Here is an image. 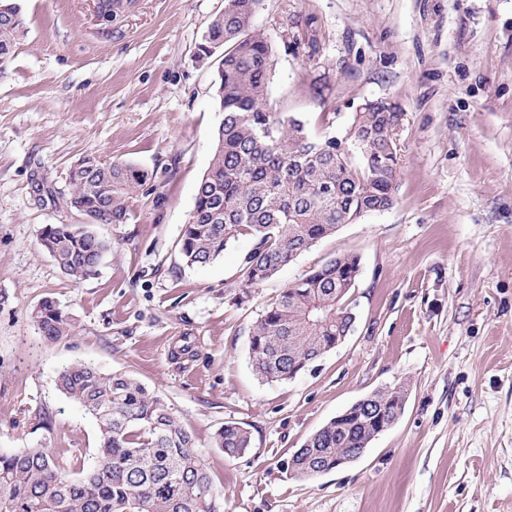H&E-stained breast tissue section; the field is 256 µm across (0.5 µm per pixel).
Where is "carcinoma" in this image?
<instances>
[{
	"mask_svg": "<svg viewBox=\"0 0 512 512\" xmlns=\"http://www.w3.org/2000/svg\"><path fill=\"white\" fill-rule=\"evenodd\" d=\"M262 0H224L198 46L197 57H217L215 83L224 114L216 148L202 177L179 241L187 267L224 255L239 237L253 238L240 268L255 288L317 240L364 214L391 208L398 180L399 108L372 100L354 113L346 137L314 140L302 120L266 106L273 48L254 29ZM25 19L18 0H0V73L6 71ZM65 204L103 224H125L129 199L149 179L134 164L75 165ZM41 244L76 282L90 278L108 243L79 224H48ZM360 259L337 255L284 289L251 329L250 360L266 382L287 380L336 347L354 323L350 290ZM38 332L55 341L70 335V316L49 299L31 312ZM59 390L92 415L100 447L88 469L50 448L0 454V512H219L206 460L162 398L134 378L76 364L60 372ZM404 384L357 401L292 455L296 480L336 468V459L365 448L382 425L404 411ZM214 446L229 458L251 448L247 428L227 422Z\"/></svg>",
	"mask_w": 512,
	"mask_h": 512,
	"instance_id": "1",
	"label": "carcinoma"
}]
</instances>
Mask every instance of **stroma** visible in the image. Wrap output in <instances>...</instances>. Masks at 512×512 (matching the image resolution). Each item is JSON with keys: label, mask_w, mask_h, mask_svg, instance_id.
Wrapping results in <instances>:
<instances>
[{"label": "stroma", "mask_w": 512, "mask_h": 512, "mask_svg": "<svg viewBox=\"0 0 512 512\" xmlns=\"http://www.w3.org/2000/svg\"><path fill=\"white\" fill-rule=\"evenodd\" d=\"M27 31L0 73V454L94 461L95 418L57 387L88 364L160 395L210 466L223 512H512V0H263L270 111L344 137L364 101L402 110L395 205L314 243L243 291L253 245L189 268L179 255L223 115L196 48L224 0H132L98 24L92 0H21ZM90 156L153 178L129 201L95 275L74 282L40 244ZM360 258L352 333L294 378L249 360L254 322L336 255ZM54 299L72 335L30 317ZM191 353H181L182 344ZM404 384L400 419L356 460L309 481L286 463L327 421ZM227 422L252 446L226 459Z\"/></svg>", "instance_id": "stroma-1"}]
</instances>
